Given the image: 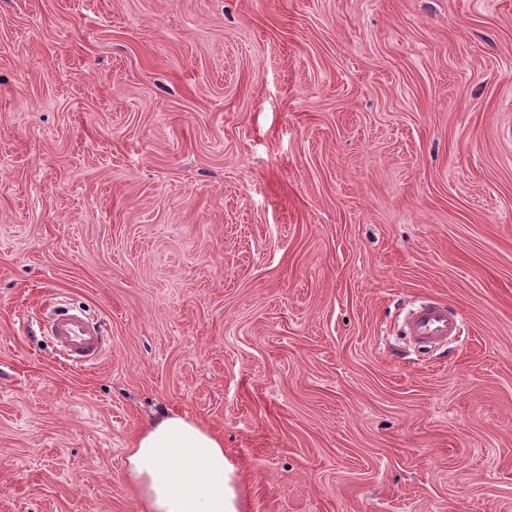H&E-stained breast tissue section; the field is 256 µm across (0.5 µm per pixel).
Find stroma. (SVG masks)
Segmentation results:
<instances>
[{"label":"stroma","instance_id":"1","mask_svg":"<svg viewBox=\"0 0 512 512\" xmlns=\"http://www.w3.org/2000/svg\"><path fill=\"white\" fill-rule=\"evenodd\" d=\"M169 409L241 512H512V0H0V512ZM458 328L457 320L448 314L445 306L427 302L408 313L402 335L418 347L432 348L447 342L448 337L455 336ZM45 327L70 366L82 367L100 359L105 352L102 325L88 316L58 310Z\"/></svg>","mask_w":512,"mask_h":512}]
</instances>
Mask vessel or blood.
I'll list each match as a JSON object with an SVG mask.
<instances>
[{"mask_svg": "<svg viewBox=\"0 0 512 512\" xmlns=\"http://www.w3.org/2000/svg\"><path fill=\"white\" fill-rule=\"evenodd\" d=\"M46 329L69 365L84 366L105 352L102 326L88 316L59 310L52 314ZM457 331L458 322L445 306L427 302L408 313L402 334L418 347L432 348L447 342Z\"/></svg>", "mask_w": 512, "mask_h": 512, "instance_id": "b4317fda", "label": "vessel or blood"}]
</instances>
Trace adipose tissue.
Segmentation results:
<instances>
[{"mask_svg":"<svg viewBox=\"0 0 512 512\" xmlns=\"http://www.w3.org/2000/svg\"><path fill=\"white\" fill-rule=\"evenodd\" d=\"M234 472L223 435L172 410L144 423L127 450L140 512H239Z\"/></svg>","mask_w":512,"mask_h":512,"instance_id":"1","label":"adipose tissue"}]
</instances>
